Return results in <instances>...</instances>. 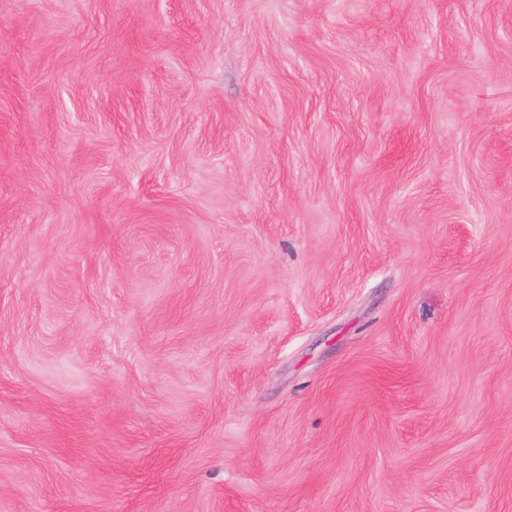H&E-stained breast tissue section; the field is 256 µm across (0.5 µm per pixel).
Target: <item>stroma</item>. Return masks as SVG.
I'll list each match as a JSON object with an SVG mask.
<instances>
[{
	"instance_id": "obj_1",
	"label": "stroma",
	"mask_w": 512,
	"mask_h": 512,
	"mask_svg": "<svg viewBox=\"0 0 512 512\" xmlns=\"http://www.w3.org/2000/svg\"><path fill=\"white\" fill-rule=\"evenodd\" d=\"M0 512H512V0H0Z\"/></svg>"
}]
</instances>
